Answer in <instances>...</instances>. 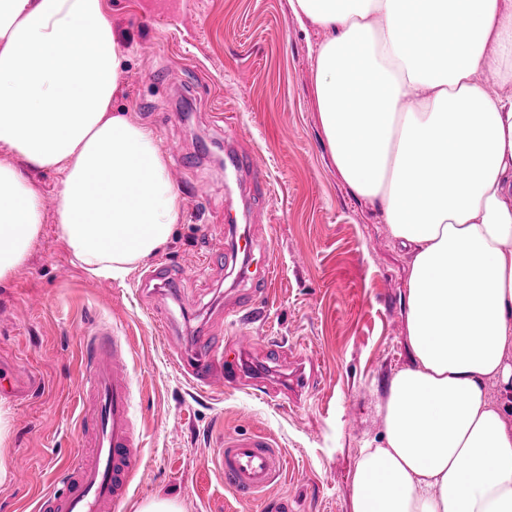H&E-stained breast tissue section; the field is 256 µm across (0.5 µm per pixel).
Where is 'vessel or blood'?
I'll use <instances>...</instances> for the list:
<instances>
[{"label": "vessel or blood", "instance_id": "b4317fda", "mask_svg": "<svg viewBox=\"0 0 512 512\" xmlns=\"http://www.w3.org/2000/svg\"><path fill=\"white\" fill-rule=\"evenodd\" d=\"M224 171L236 177L248 175L256 185L266 182L251 155L229 144L224 147ZM199 346V355L187 364L193 383L206 390L223 387V344L203 339ZM82 388L94 417L86 450L69 474L65 490L43 495L38 512H118L133 484L143 441L134 425L126 350L110 333L88 340ZM216 466L225 486L239 499L255 500L282 474L285 458L268 435L257 433L225 439Z\"/></svg>", "mask_w": 512, "mask_h": 512}]
</instances>
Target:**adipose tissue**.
Wrapping results in <instances>:
<instances>
[{"mask_svg":"<svg viewBox=\"0 0 512 512\" xmlns=\"http://www.w3.org/2000/svg\"><path fill=\"white\" fill-rule=\"evenodd\" d=\"M323 33L314 95L332 161L410 247L409 361L358 451L352 512H512V0H290ZM124 49L105 0H0V282L43 222L96 277L171 237L156 134L113 111ZM498 387L502 400L492 402Z\"/></svg>","mask_w":512,"mask_h":512,"instance_id":"adipose-tissue-1","label":"adipose tissue"}]
</instances>
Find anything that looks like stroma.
I'll return each instance as SVG.
<instances>
[{"instance_id":"1","label":"stroma","mask_w":512,"mask_h":512,"mask_svg":"<svg viewBox=\"0 0 512 512\" xmlns=\"http://www.w3.org/2000/svg\"><path fill=\"white\" fill-rule=\"evenodd\" d=\"M126 49L113 101L152 129L160 146L178 143L196 172L170 171L182 209L169 241L129 266L123 279L89 276L74 265L55 224L61 176L34 173L44 222L27 261L0 283V356L33 388L0 400L10 412L4 457L19 484H0V512H36L41 495L62 489L91 427L81 389L85 346L109 330L128 350L144 457L123 512L173 498L183 512H351L349 486L364 439L380 438L378 407L388 376L408 361L403 308L412 261L377 210L356 198L330 157L314 103L312 56L319 30L302 29L289 0H105ZM233 116L232 124L217 114ZM250 153L268 183L250 195L248 228L256 264L274 272L244 308L257 338L245 374L223 391L197 389L183 364L199 338L230 339L225 319L247 286L224 221L240 203L217 162L225 143ZM208 183L205 199L187 191ZM167 267L184 285L144 284ZM41 307L29 304L31 296ZM241 306V305H240ZM166 317L159 334L154 319ZM271 435L283 476L263 498L242 501L224 487L214 458L224 439Z\"/></svg>"}]
</instances>
